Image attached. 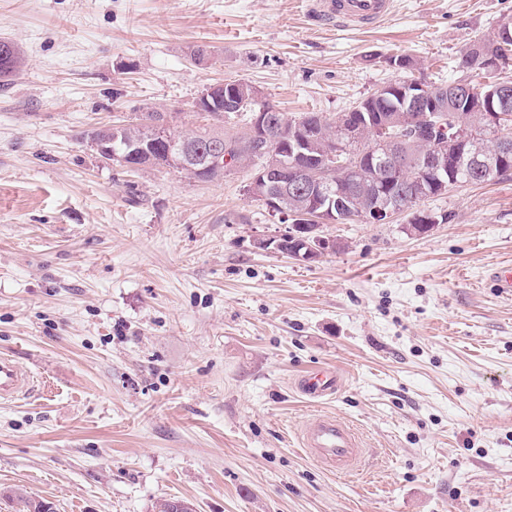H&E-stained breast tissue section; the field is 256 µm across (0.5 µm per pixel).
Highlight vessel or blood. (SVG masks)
I'll list each match as a JSON object with an SVG mask.
<instances>
[{"label":"vessel or blood","instance_id":"vessel-or-blood-1","mask_svg":"<svg viewBox=\"0 0 512 512\" xmlns=\"http://www.w3.org/2000/svg\"><path fill=\"white\" fill-rule=\"evenodd\" d=\"M316 20L339 28L372 27L388 19L394 0H310ZM340 377L337 372L318 369L307 372L296 382L297 391L315 401L335 394ZM35 386L30 371L16 358L0 355V402L12 401L30 393ZM305 451L328 470L346 474L357 469L362 440L358 432L333 415H320L303 429Z\"/></svg>","mask_w":512,"mask_h":512}]
</instances>
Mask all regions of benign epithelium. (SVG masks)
Here are the masks:
<instances>
[{"instance_id": "obj_1", "label": "benign epithelium", "mask_w": 512, "mask_h": 512, "mask_svg": "<svg viewBox=\"0 0 512 512\" xmlns=\"http://www.w3.org/2000/svg\"><path fill=\"white\" fill-rule=\"evenodd\" d=\"M512 63L489 51L477 57L464 55V76L450 87L427 86L419 79L405 80L407 95L404 109L389 115L370 129L353 124L346 112L336 116L338 136L333 142L316 144V138L302 135L292 129L288 135L276 139L270 136L274 124L280 121L275 109L266 107L254 113L250 135L263 147L275 144L264 165L253 175L247 192L265 203L272 216L278 217L286 229L279 236L262 240L260 247H274L282 251L283 245L294 239L298 247L289 258L300 262H315L337 249V241L319 234L320 225L335 224L339 214L351 205L363 211L369 224H386L394 215L410 211V207L428 194L430 177L452 165L458 178L440 181V192L454 187L485 181L503 172L505 160L512 152L509 143H503L495 153L481 150V139L488 132L499 131L508 125L512 114L508 103L512 100V79L504 77ZM485 74L495 75L490 82ZM466 98L477 104L475 116L456 112L452 131L431 136L412 137L408 129L431 124L441 127L448 121V110L440 100ZM260 100L252 86L236 85L219 99L213 89L205 88L196 101V110L203 112L224 104V111L236 112L246 101ZM169 117L153 114L146 121L145 143L123 155L112 153L104 142L93 137L91 147L107 162H118L133 167L144 163H164L180 169H191V152L183 143L170 135ZM309 155L316 162L308 169L296 164L300 155ZM229 158L223 147L217 145L206 158L203 170L224 169ZM396 170L406 192L386 195L381 189L385 173ZM290 196L302 199V206L290 209L285 201Z\"/></svg>"}]
</instances>
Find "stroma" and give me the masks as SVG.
Instances as JSON below:
<instances>
[{
    "label": "stroma",
    "instance_id": "35a3bbf8",
    "mask_svg": "<svg viewBox=\"0 0 512 512\" xmlns=\"http://www.w3.org/2000/svg\"><path fill=\"white\" fill-rule=\"evenodd\" d=\"M512 0H395L371 28H325L307 0H0L24 63L0 81V352L47 381L0 404V493L55 512H512V179L421 201L418 234L327 224L314 263L259 248L283 226L246 193L99 159L90 132L156 107L198 126L239 80L327 119L401 79L458 77ZM212 52L195 63L197 47ZM329 366L314 403L294 387ZM333 414L361 435L350 475L305 452ZM339 380L337 372L318 369L301 376L296 382V389L300 394L318 401L335 394Z\"/></svg>",
    "mask_w": 512,
    "mask_h": 512
}]
</instances>
